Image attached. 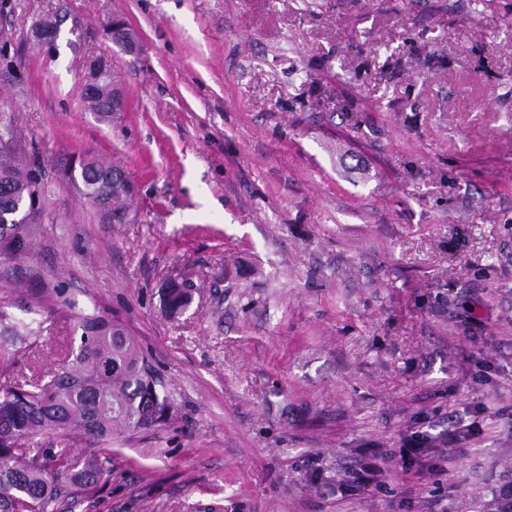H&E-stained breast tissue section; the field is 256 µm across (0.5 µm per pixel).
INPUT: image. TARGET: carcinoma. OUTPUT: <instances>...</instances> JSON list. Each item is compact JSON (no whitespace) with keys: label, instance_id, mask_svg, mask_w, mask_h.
<instances>
[{"label":"carcinoma","instance_id":"carcinoma-1","mask_svg":"<svg viewBox=\"0 0 512 512\" xmlns=\"http://www.w3.org/2000/svg\"><path fill=\"white\" fill-rule=\"evenodd\" d=\"M103 61L90 62L85 98L93 112L112 111V100L122 95L117 81L99 80ZM0 258L15 263L31 251L42 223L45 184L35 160L23 156L21 134L13 119L0 113ZM114 164L90 159L67 178L81 184L84 196L104 204L115 222L129 209L126 183L98 181L94 175ZM192 290L171 282L163 293V309L170 315L184 312ZM11 297L0 298V374L19 365L37 347L44 320L17 317ZM174 412L164 381L139 342L118 320L80 314L73 319L67 354L47 377L26 379L0 391V512H49L62 479L73 485L93 483L103 473L96 456L71 455L65 437L78 434L90 442L104 441L127 430L162 426Z\"/></svg>","mask_w":512,"mask_h":512}]
</instances>
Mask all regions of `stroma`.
I'll list each match as a JSON object with an SVG mask.
<instances>
[{
    "mask_svg": "<svg viewBox=\"0 0 512 512\" xmlns=\"http://www.w3.org/2000/svg\"><path fill=\"white\" fill-rule=\"evenodd\" d=\"M0 113L47 181L26 268L119 319L178 405L166 425L73 440L105 472L53 512H486L512 490V0H0ZM57 20L54 48L31 23ZM124 17L137 51L104 26ZM104 58L126 109L84 99ZM135 185L108 224L62 168ZM192 286L166 314L170 280ZM59 364L70 321L33 289ZM458 410L461 454L380 486L346 468Z\"/></svg>",
    "mask_w": 512,
    "mask_h": 512,
    "instance_id": "stroma-1",
    "label": "stroma"
}]
</instances>
